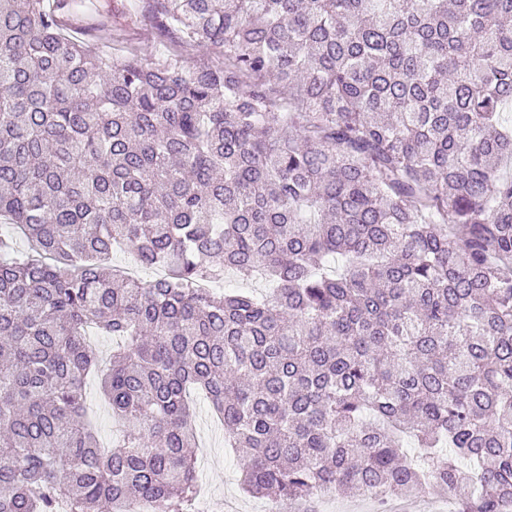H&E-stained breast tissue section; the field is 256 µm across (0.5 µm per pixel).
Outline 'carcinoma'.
Instances as JSON below:
<instances>
[{
    "instance_id": "obj_1",
    "label": "carcinoma",
    "mask_w": 512,
    "mask_h": 512,
    "mask_svg": "<svg viewBox=\"0 0 512 512\" xmlns=\"http://www.w3.org/2000/svg\"><path fill=\"white\" fill-rule=\"evenodd\" d=\"M64 8L0 0V512H187L190 388L278 508L512 512V0H145L192 67ZM100 17L94 11L88 14L87 17L75 21H80L83 24L81 30H72L71 33L75 38L87 40L90 43L96 45L102 50L113 52L115 54L122 53L123 47L126 46V42L120 38L113 37L112 28L100 27L97 24ZM85 402L88 417L95 426L100 444L112 447V438L114 440L120 435L123 426L121 422L112 419V411L104 401L94 376H89L86 380Z\"/></svg>"
}]
</instances>
